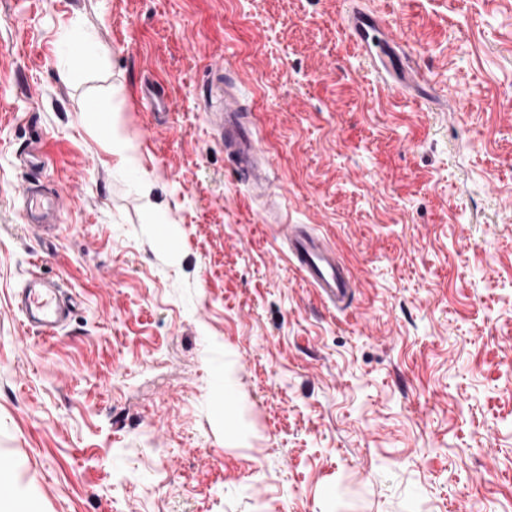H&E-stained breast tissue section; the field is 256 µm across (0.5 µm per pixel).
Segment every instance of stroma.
<instances>
[{"instance_id":"obj_1","label":"stroma","mask_w":512,"mask_h":512,"mask_svg":"<svg viewBox=\"0 0 512 512\" xmlns=\"http://www.w3.org/2000/svg\"><path fill=\"white\" fill-rule=\"evenodd\" d=\"M356 9L432 103L375 82ZM84 32L101 62L67 75ZM216 69L272 196L211 129ZM97 94L135 165L96 135ZM30 183L57 223H27ZM282 218L336 247L345 309ZM33 272L74 302L52 338L15 306ZM1 458L37 512H512V0H0ZM347 28L351 30V35L362 47L368 45L369 40L377 43L376 33H382L375 20L363 12H354L349 18ZM280 224L289 262L324 302L342 309L357 287L335 247L306 225ZM236 402V394L230 377L224 374V440L234 442L238 440L240 433L238 426L233 422V408Z\"/></svg>"}]
</instances>
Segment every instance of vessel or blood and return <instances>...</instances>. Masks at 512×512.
<instances>
[{
    "label": "vessel or blood",
    "mask_w": 512,
    "mask_h": 512,
    "mask_svg": "<svg viewBox=\"0 0 512 512\" xmlns=\"http://www.w3.org/2000/svg\"><path fill=\"white\" fill-rule=\"evenodd\" d=\"M347 27L361 45L381 40V60L390 61L399 44L398 37L380 36L375 20L362 12L353 13ZM210 86L219 93L217 105L209 109L210 124L218 142L232 155L245 185L269 190V157L258 137L243 121L240 99L232 83L225 80L223 73L215 72L211 75ZM284 237L290 263L300 271L310 288L324 302L343 308L355 283L335 247L303 224L285 225ZM15 304L27 325L49 337L64 329L73 314V302L61 285L35 274L19 288Z\"/></svg>",
    "instance_id": "b4317fda"
}]
</instances>
